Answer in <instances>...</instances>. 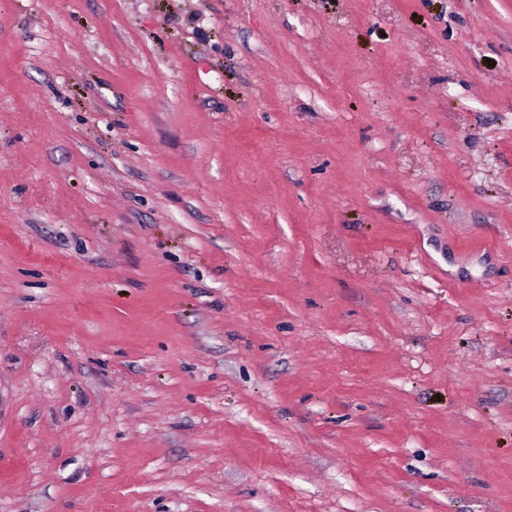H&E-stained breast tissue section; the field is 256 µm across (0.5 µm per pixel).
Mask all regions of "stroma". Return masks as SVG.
<instances>
[{
    "mask_svg": "<svg viewBox=\"0 0 512 512\" xmlns=\"http://www.w3.org/2000/svg\"><path fill=\"white\" fill-rule=\"evenodd\" d=\"M0 512H512V0H0Z\"/></svg>",
    "mask_w": 512,
    "mask_h": 512,
    "instance_id": "obj_1",
    "label": "stroma"
}]
</instances>
